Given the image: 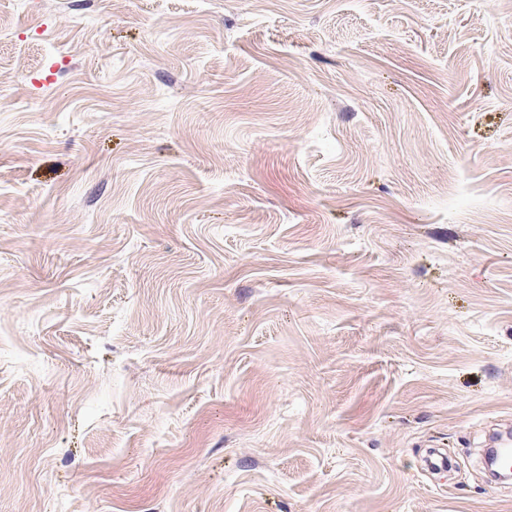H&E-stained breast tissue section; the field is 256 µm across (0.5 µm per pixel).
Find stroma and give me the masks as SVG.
I'll return each mask as SVG.
<instances>
[{
  "label": "stroma",
  "mask_w": 512,
  "mask_h": 512,
  "mask_svg": "<svg viewBox=\"0 0 512 512\" xmlns=\"http://www.w3.org/2000/svg\"><path fill=\"white\" fill-rule=\"evenodd\" d=\"M0 18V512H512V0Z\"/></svg>",
  "instance_id": "35a3bbf8"
}]
</instances>
